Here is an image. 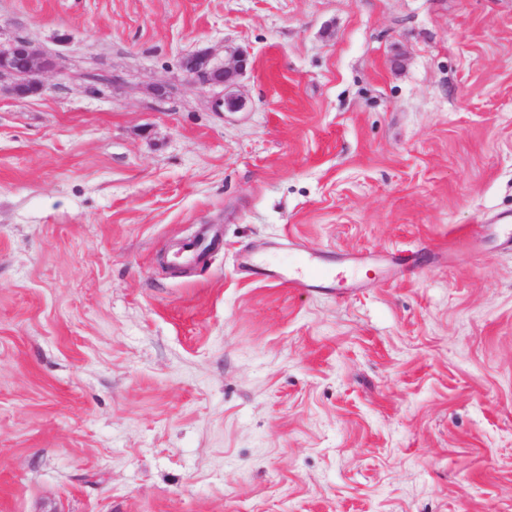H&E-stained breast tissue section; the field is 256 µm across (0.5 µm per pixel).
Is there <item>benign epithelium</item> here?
<instances>
[{"label":"benign epithelium","mask_w":512,"mask_h":512,"mask_svg":"<svg viewBox=\"0 0 512 512\" xmlns=\"http://www.w3.org/2000/svg\"><path fill=\"white\" fill-rule=\"evenodd\" d=\"M248 57L239 53L230 65H215L205 53H196L182 62V67L192 80L215 88L224 89V96L217 99L216 107L229 110L238 109L241 104L231 92L240 71L246 68ZM55 69L53 58L37 49L28 39H16L8 47L0 49V78L9 77L13 80L12 90L19 98L30 97L43 89L41 76Z\"/></svg>","instance_id":"1"}]
</instances>
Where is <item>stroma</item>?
<instances>
[{
  "label": "stroma",
  "instance_id": "35a3bbf8",
  "mask_svg": "<svg viewBox=\"0 0 512 512\" xmlns=\"http://www.w3.org/2000/svg\"><path fill=\"white\" fill-rule=\"evenodd\" d=\"M17 38L0 512H512V0H0ZM237 50L215 109L181 62ZM55 61L37 49L28 39H16L0 49V78L13 80L12 90L19 98L39 94L41 76L55 69Z\"/></svg>",
  "mask_w": 512,
  "mask_h": 512
}]
</instances>
